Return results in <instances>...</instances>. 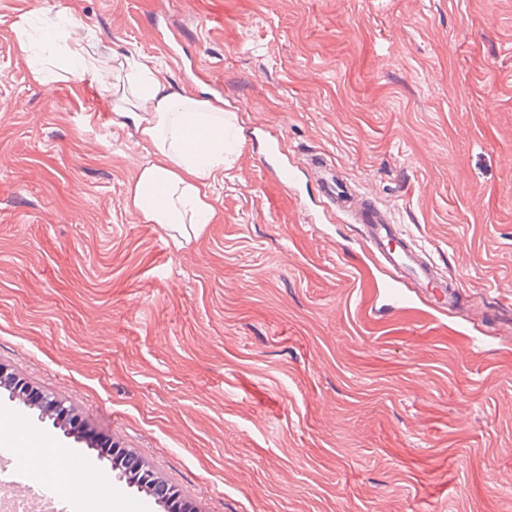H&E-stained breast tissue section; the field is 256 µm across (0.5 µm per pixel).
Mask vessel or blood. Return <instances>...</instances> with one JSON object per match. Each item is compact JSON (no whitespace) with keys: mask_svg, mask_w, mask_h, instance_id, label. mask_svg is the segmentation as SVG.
<instances>
[{"mask_svg":"<svg viewBox=\"0 0 512 512\" xmlns=\"http://www.w3.org/2000/svg\"><path fill=\"white\" fill-rule=\"evenodd\" d=\"M266 164L283 183L291 187L297 184L294 166L273 136L267 140ZM318 179L323 209L335 213L346 223L357 225L371 258L383 269L386 275L384 295L391 305L402 307L427 296L434 299L441 311L453 310L455 298L447 283L436 281L433 263L424 260L409 245L395 244L399 229L392 212L375 198L363 194H337L336 184L327 171H320ZM12 457L11 449L0 448L1 482L19 491L39 493L41 502L51 504L54 512H81L79 500L54 492L50 485L40 482L28 471L14 469Z\"/></svg>","mask_w":512,"mask_h":512,"instance_id":"vessel-or-blood-1","label":"vessel or blood"}]
</instances>
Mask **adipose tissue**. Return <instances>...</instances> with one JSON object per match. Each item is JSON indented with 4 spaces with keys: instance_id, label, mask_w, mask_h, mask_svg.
Masks as SVG:
<instances>
[{
    "instance_id": "adipose-tissue-1",
    "label": "adipose tissue",
    "mask_w": 512,
    "mask_h": 512,
    "mask_svg": "<svg viewBox=\"0 0 512 512\" xmlns=\"http://www.w3.org/2000/svg\"><path fill=\"white\" fill-rule=\"evenodd\" d=\"M113 110L128 120L149 160L126 198L127 206L150 224L166 228L175 245L199 235L215 215L208 180L224 165V142L234 116L224 107L194 94L175 93L159 81L148 60L131 64L124 85H113ZM163 192L161 203L147 191ZM53 442L33 433L16 441L9 428L0 429V447H17L26 469L37 476L56 474Z\"/></svg>"
}]
</instances>
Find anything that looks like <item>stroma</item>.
Listing matches in <instances>:
<instances>
[{
    "label": "stroma",
    "instance_id": "stroma-1",
    "mask_svg": "<svg viewBox=\"0 0 512 512\" xmlns=\"http://www.w3.org/2000/svg\"><path fill=\"white\" fill-rule=\"evenodd\" d=\"M72 24L101 77L64 75ZM143 56L245 138L180 248L125 203L148 156L109 84ZM315 156L454 311L387 307ZM0 366L195 512H512V0H0ZM17 411L97 512L96 451L0 390ZM268 133L269 138L267 139L266 165L277 173L283 183L288 184V187L292 188L298 182V176L295 172L294 166L290 160L288 161V157L283 152L277 138L272 134V132Z\"/></svg>",
    "mask_w": 512,
    "mask_h": 512
}]
</instances>
